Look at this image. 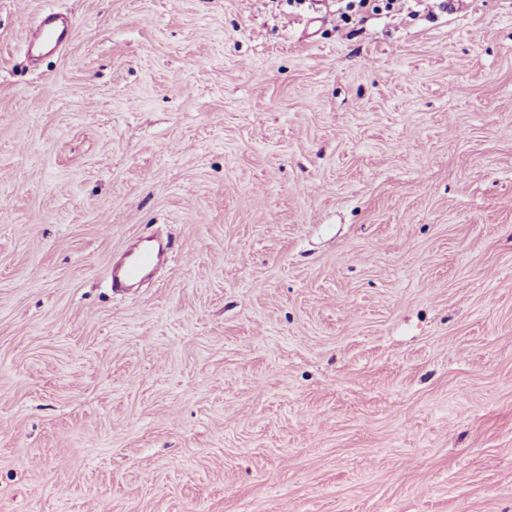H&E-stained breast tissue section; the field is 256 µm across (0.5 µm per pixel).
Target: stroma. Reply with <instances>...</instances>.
Masks as SVG:
<instances>
[{
	"mask_svg": "<svg viewBox=\"0 0 512 512\" xmlns=\"http://www.w3.org/2000/svg\"><path fill=\"white\" fill-rule=\"evenodd\" d=\"M337 7L0 0V512H512V0ZM68 26L60 22V15L57 12H47L41 17L37 36L27 44V52L31 55L34 50L56 46L66 40ZM168 253V246L161 241L151 245L150 249H144L132 259L113 267L111 278L115 288H126V286L139 279L149 267L159 263Z\"/></svg>",
	"mask_w": 512,
	"mask_h": 512,
	"instance_id": "1",
	"label": "stroma"
}]
</instances>
